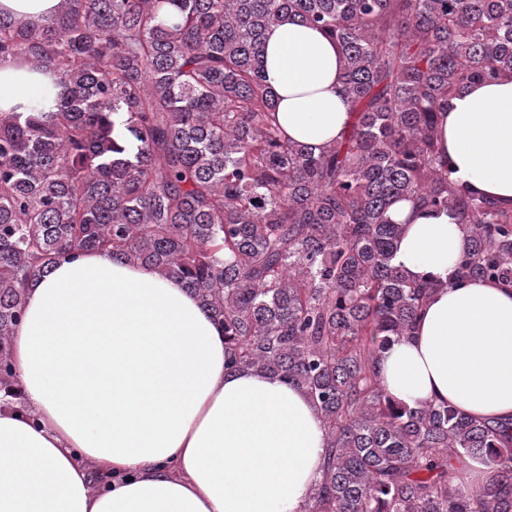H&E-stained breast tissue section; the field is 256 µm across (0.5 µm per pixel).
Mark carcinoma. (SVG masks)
Here are the masks:
<instances>
[{"label":"carcinoma","mask_w":512,"mask_h":512,"mask_svg":"<svg viewBox=\"0 0 512 512\" xmlns=\"http://www.w3.org/2000/svg\"><path fill=\"white\" fill-rule=\"evenodd\" d=\"M296 22L336 41L351 122L320 151L278 125L264 36ZM38 94L0 112V392L29 280L102 251L176 279L224 331L225 368L304 391L325 428L305 512H512V419L386 392L382 350L430 287L394 262L397 202L451 209L454 279L512 287V207L439 158L437 112L512 78V0H60L0 10V59ZM487 459L477 491L456 481ZM60 0H0V7L9 11L20 21L36 19L40 15L49 16L57 10Z\"/></svg>","instance_id":"obj_1"}]
</instances>
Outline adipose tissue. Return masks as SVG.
I'll return each instance as SVG.
<instances>
[{
  "mask_svg": "<svg viewBox=\"0 0 512 512\" xmlns=\"http://www.w3.org/2000/svg\"><path fill=\"white\" fill-rule=\"evenodd\" d=\"M266 81L293 141L323 148L349 120L335 42L270 28ZM30 63L0 60V111L28 102ZM452 178L512 207V79L465 87L437 120ZM395 262L433 284L379 359L386 391L512 418V288L452 281L468 241L453 211L403 200ZM11 341L21 407L0 409V512H305L325 431L272 375L224 369V333L176 280L91 252L31 280Z\"/></svg>",
  "mask_w": 512,
  "mask_h": 512,
  "instance_id": "1",
  "label": "adipose tissue"
}]
</instances>
